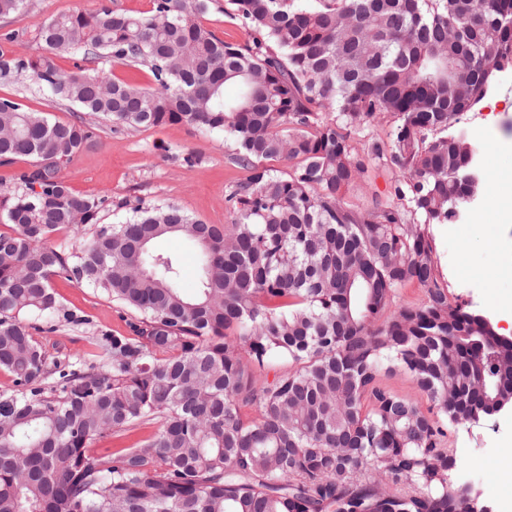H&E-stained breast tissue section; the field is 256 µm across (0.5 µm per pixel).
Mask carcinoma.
Segmentation results:
<instances>
[{"mask_svg": "<svg viewBox=\"0 0 512 512\" xmlns=\"http://www.w3.org/2000/svg\"><path fill=\"white\" fill-rule=\"evenodd\" d=\"M226 2L243 44L205 26L213 0H153L51 18L41 54L0 59L134 129L222 132L248 171L230 224L145 201L101 224L105 197L59 175L89 131L0 99V165L32 159L0 189V512H487L449 480L442 420L512 407V338L451 300L427 226L470 201L476 149L450 129L512 67V0ZM75 51L145 65L155 87L57 68ZM379 169L388 194L349 203ZM90 226L71 251L51 243ZM171 239L198 251L194 288ZM56 277L136 312L135 335L63 370L39 334L89 318L62 309ZM407 284L422 303L384 316ZM278 356L291 368L256 374ZM396 371L428 410L379 385ZM153 423L143 443L91 447Z\"/></svg>", "mask_w": 512, "mask_h": 512, "instance_id": "1", "label": "carcinoma"}]
</instances>
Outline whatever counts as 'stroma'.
I'll list each match as a JSON object with an SVG mask.
<instances>
[{
    "instance_id": "35a3bbf8",
    "label": "stroma",
    "mask_w": 512,
    "mask_h": 512,
    "mask_svg": "<svg viewBox=\"0 0 512 512\" xmlns=\"http://www.w3.org/2000/svg\"><path fill=\"white\" fill-rule=\"evenodd\" d=\"M103 3L132 15L152 7V0H27L25 10L0 18V56L39 53L36 35L45 19L92 11ZM55 62L62 70L80 67L90 74L108 67L139 87L154 85L149 68L142 64L109 65L81 52L58 56ZM0 98L19 101L59 121H83L93 144L63 164L60 174L75 192L107 196L101 223L124 221L141 200L177 204L209 224L232 223L234 214L225 197L231 187L245 181L248 172L234 163L223 134L186 124L128 129L39 92L27 73L1 79ZM459 128L468 134L477 128L484 134L486 192L475 198L471 209L462 211L456 223L433 224L429 232L440 280L450 296L483 311L505 330L512 326V303L490 289L489 275L498 272L499 282L512 285V275L498 271L503 247L512 244V192L500 190L502 182L512 183V69L499 74L485 98L461 115ZM187 153L195 155L193 165L182 162ZM492 194L498 195V205H489ZM53 287L66 309L90 318L86 324H61L47 335V343L56 345L64 360L76 364L96 360L101 353L99 336L131 335L133 315L101 290L63 279L54 280ZM447 446L461 461L451 480L471 485L492 512H512V483L502 478L497 462L500 450L512 449V409L477 424L449 425Z\"/></svg>"
}]
</instances>
